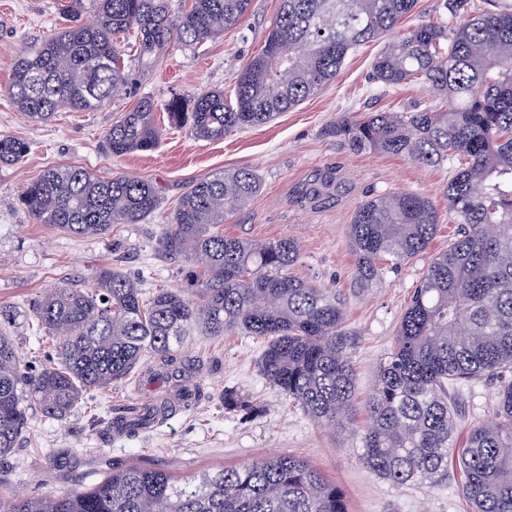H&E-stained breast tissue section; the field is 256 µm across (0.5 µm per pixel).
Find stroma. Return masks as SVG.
Wrapping results in <instances>:
<instances>
[{
	"instance_id": "stroma-1",
	"label": "stroma",
	"mask_w": 512,
	"mask_h": 512,
	"mask_svg": "<svg viewBox=\"0 0 512 512\" xmlns=\"http://www.w3.org/2000/svg\"><path fill=\"white\" fill-rule=\"evenodd\" d=\"M65 0H0V134L27 146L19 162L0 165V305L19 314L12 329L23 354L45 361L55 342L31 330L32 306L47 289L66 283L91 287L102 265L138 276L145 294L182 285V265L157 254L172 204L195 182L214 173L248 167L262 178V190L248 208L226 221V235L249 241L296 238L301 246L293 275L339 291L345 300L344 351L355 394L345 417L333 425L314 422L260 373L261 340L241 332L222 337L190 330L174 353L191 373L196 398L163 424L127 439L111 435L110 422L127 407L150 402L172 385L134 374L94 391L64 421L30 416L18 448L0 462V496L37 498L97 483L107 472L137 465L159 467L176 476L207 468L235 466L275 454L302 458L336 482L349 512H471L459 487L461 470L449 466L440 486L398 485L372 475L361 463V435L369 421L366 401L381 365L394 344L401 316L434 254L447 249L456 226L445 195L449 163L420 167L400 157L344 149L323 135L344 112L397 111L411 103L432 104L419 86L388 88L371 79V63L382 41L358 47L336 78L296 108L271 122L234 131L220 141L195 138L170 128L165 113L155 115L161 132L148 152L114 156L105 134L113 120L140 98L163 102L213 89L232 99L241 67L261 52L279 0H252L239 26L205 42L172 43L152 69L136 56L125 59L126 83L104 107L93 112L58 110L50 121L35 123L14 105L9 86L14 59L66 24ZM51 166H76L102 178L123 174L152 182L161 208L138 224H117L104 237L75 238L36 224L20 207L23 187ZM337 183L312 197L308 188L325 175ZM428 197L439 227L428 251L385 268L380 283L354 285V257L348 226L368 197L393 191ZM232 391L256 405L258 414L225 409ZM498 383L482 378L463 386L456 397L458 434L489 418Z\"/></svg>"
}]
</instances>
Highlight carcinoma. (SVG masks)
<instances>
[{"mask_svg": "<svg viewBox=\"0 0 512 512\" xmlns=\"http://www.w3.org/2000/svg\"><path fill=\"white\" fill-rule=\"evenodd\" d=\"M96 19L81 21L84 0H69V25L13 64L11 96L33 122L59 109L94 111L125 83L120 36L136 34L151 68L171 42L192 45L241 23L251 0H90ZM416 0H280L263 50L241 68L234 100L212 90L149 97L106 132L115 156L154 149L170 126L219 141L299 106L336 78L357 47L394 32L371 64L385 87L419 86L433 105L344 112L323 129L353 153L397 156L421 167L452 163L446 196L457 231L422 273L402 314L393 351L367 403L361 461L397 484L438 485L453 463L473 512H512V5L476 11L471 0H439L436 20L402 28ZM288 68V79L278 72ZM26 146L0 135V163ZM253 170H226L191 185L174 203L157 243L184 260L186 289L144 296L138 280L99 267L93 286L47 290L33 304L35 331L56 341V360L25 362L3 331L18 312L0 305V461L15 448L29 410L65 420L81 396L130 375L147 353L161 366L152 379L179 376L172 348L193 327L210 336L241 331L263 340L262 376L314 420L334 425L353 396L343 353V301L336 291L292 274L298 242H251L224 234V222L261 191ZM19 203L37 224L71 236L104 235L138 224L161 206L151 182L102 179L80 167L43 171ZM439 219L429 198L409 191L372 196L349 225L357 287L380 281L381 261L400 264L428 249ZM499 381L491 418L457 444L448 393L470 381ZM169 412L162 397L112 419L135 436ZM0 512H347L343 493L307 461L286 454L203 471L183 482L156 468L114 470L89 489L31 499L0 498Z\"/></svg>", "mask_w": 512, "mask_h": 512, "instance_id": "obj_1", "label": "carcinoma"}]
</instances>
